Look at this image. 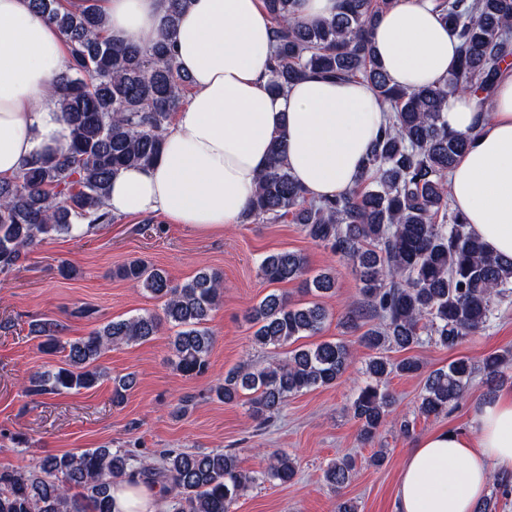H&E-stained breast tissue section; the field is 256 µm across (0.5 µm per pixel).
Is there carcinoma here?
Listing matches in <instances>:
<instances>
[{
  "mask_svg": "<svg viewBox=\"0 0 512 512\" xmlns=\"http://www.w3.org/2000/svg\"><path fill=\"white\" fill-rule=\"evenodd\" d=\"M190 2L164 0L168 27ZM394 2L340 0L334 16L308 23L299 16L298 0H262L274 22L271 91L282 93L307 75L362 79L393 117L368 154L360 186L321 202L306 200L285 164L283 136H273L268 165L246 212L266 223L291 218L311 240L351 265L363 301L346 313L344 326L355 331L368 316L379 320L360 338L376 355L367 363L370 381L350 406L365 444L374 441L395 403L388 377L422 369L415 357L394 364L383 352L411 350L425 339L454 350L488 327L496 302L512 294V260L487 252L449 206L448 174L466 142L448 131L442 115L448 96L458 90L481 104L493 92L502 65L512 59V0H435L442 21L460 40V56L445 84L413 90L390 84L370 41L373 23ZM30 4L59 30L68 50V64L55 87L69 139L58 152L31 156L17 177L0 179V275L15 271L49 237L88 236L113 222L105 205L112 179L125 168L157 162L171 115L191 83L167 37L147 47L116 43L97 0H85L78 11L62 0ZM259 274L269 284L283 283L306 275L307 265L303 256L285 250L264 256ZM114 275L162 301V314L111 320L73 342L62 341L63 326L56 320L33 324L31 333L42 338L41 352L62 350L66 363L32 374L27 394L94 387L104 372L93 363L104 351L147 341L165 324L178 328L170 341L176 370L188 377L208 370L214 336L206 322L223 296L222 275L201 271L178 283L141 259L124 263ZM334 287L329 272L306 279L307 290L317 297ZM246 318L254 328L251 344L277 350L316 335L327 310L318 302L298 307L270 293ZM353 356L342 341L292 349L260 370H231L216 395L226 403L247 396L249 416L264 424L288 397L335 384ZM511 356L490 353L479 366L460 357L431 371L419 413L436 418L448 413L465 399L478 374L487 393L497 392ZM133 474L164 488L171 512H228L232 500L255 481L236 455L222 450H165L154 464L120 448L101 447L38 457L26 470L0 469V512H118L112 487ZM295 475L294 458L282 451L272 454L265 479L286 484ZM354 477L355 464L348 458L324 470L325 482L337 491ZM492 486L476 512H496L498 496L512 493V478L495 475Z\"/></svg>",
  "mask_w": 512,
  "mask_h": 512,
  "instance_id": "obj_1",
  "label": "carcinoma"
}]
</instances>
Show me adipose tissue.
Instances as JSON below:
<instances>
[{
    "instance_id": "obj_1",
    "label": "adipose tissue",
    "mask_w": 512,
    "mask_h": 512,
    "mask_svg": "<svg viewBox=\"0 0 512 512\" xmlns=\"http://www.w3.org/2000/svg\"><path fill=\"white\" fill-rule=\"evenodd\" d=\"M109 34L151 45L166 19L163 0H100ZM370 37L391 84L439 85L460 42L434 0H399ZM192 95L168 127L160 160L112 181L106 205L121 216L161 215L195 231L243 217L268 162L274 133L285 137L288 170L308 198H332L360 183L364 160L386 126L371 87L315 76L286 93L269 91L272 23L261 0H192L172 32ZM61 33L29 0H0V179L25 159L59 148L68 130L53 93L64 69ZM451 132L468 145L450 176L452 204L486 247L512 260V68L479 111L472 95L448 99ZM512 476V391L485 396L468 432L442 428L405 458L395 512H475L493 476ZM119 512H163L156 489L121 482Z\"/></svg>"
}]
</instances>
